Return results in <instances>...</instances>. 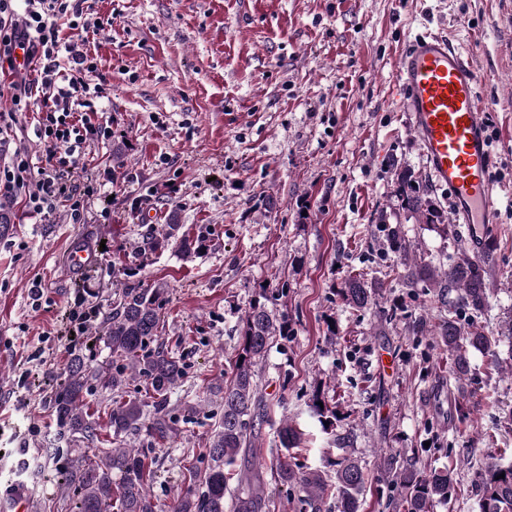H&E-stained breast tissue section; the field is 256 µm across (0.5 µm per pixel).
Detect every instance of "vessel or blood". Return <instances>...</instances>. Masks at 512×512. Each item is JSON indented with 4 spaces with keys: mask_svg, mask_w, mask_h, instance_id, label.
<instances>
[{
    "mask_svg": "<svg viewBox=\"0 0 512 512\" xmlns=\"http://www.w3.org/2000/svg\"><path fill=\"white\" fill-rule=\"evenodd\" d=\"M398 82L408 97L412 125L437 185L448 187L455 216L465 224L475 254L492 244L498 194L492 182V143L478 104L479 75L444 35L416 34L397 56ZM87 245L71 247L67 268L76 273L94 265ZM35 496L18 482L6 502L8 512H32Z\"/></svg>",
    "mask_w": 512,
    "mask_h": 512,
    "instance_id": "vessel-or-blood-1",
    "label": "vessel or blood"
}]
</instances>
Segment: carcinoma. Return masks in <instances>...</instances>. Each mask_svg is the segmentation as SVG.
<instances>
[{"instance_id":"obj_1","label":"carcinoma","mask_w":512,"mask_h":512,"mask_svg":"<svg viewBox=\"0 0 512 512\" xmlns=\"http://www.w3.org/2000/svg\"><path fill=\"white\" fill-rule=\"evenodd\" d=\"M396 192L402 209L420 224L440 226L453 243L448 265L436 267L413 250L396 229L388 231L387 245L404 266L402 283L406 288L425 284L435 297L447 305L448 316L433 330L440 351L452 361L450 379L458 383L470 372L469 351H490L506 339L512 342V318L506 333L489 336L477 324L488 308L487 281L496 261L497 247L492 246L480 258L469 253L466 237L456 224L446 223L437 205L428 197L411 168L395 169ZM177 218L161 226L156 246L175 242L187 257L200 252L204 240L180 233ZM380 284L362 275L345 279L340 288L342 300L360 310L373 301ZM456 300L448 302V293ZM166 288H127L116 301L112 314L104 319L103 341L112 354V369L91 375L80 357L71 360L68 380L57 391L54 408L57 423L64 433L92 441L97 427L83 409L89 396V379L95 377L112 390V407L108 409L112 429V447L99 448L81 457L65 474L66 484L73 487L76 512H269V498L263 491L264 472H270L275 484L297 489V512H326V502L337 499L338 512H360L367 490L369 474L365 466L351 456L331 462L332 472L301 471L290 451L302 444V432L294 421L283 417L276 429L280 447L287 455L264 459L259 446L261 428L269 421L270 405L262 394L259 365L278 338L289 336L288 317L276 315L259 301L241 317V339L233 368L224 382L210 387L220 401L222 415L210 446L199 453L196 462L183 467V487L169 503L155 498L149 487L155 459L126 440V436L146 428L160 438L174 430L170 396L184 378L181 360L159 342L158 329ZM470 316L468 329L461 328L462 314ZM146 384V397L131 383ZM320 394L309 405L325 433L341 443L346 436L336 433L340 418L336 409L320 406ZM150 426H145L146 418ZM505 477H500V474ZM478 512H512V463L503 464L490 457L478 472ZM401 488L398 506L402 512H434L448 504L452 472L434 467L418 472L404 469L397 475Z\"/></svg>"}]
</instances>
